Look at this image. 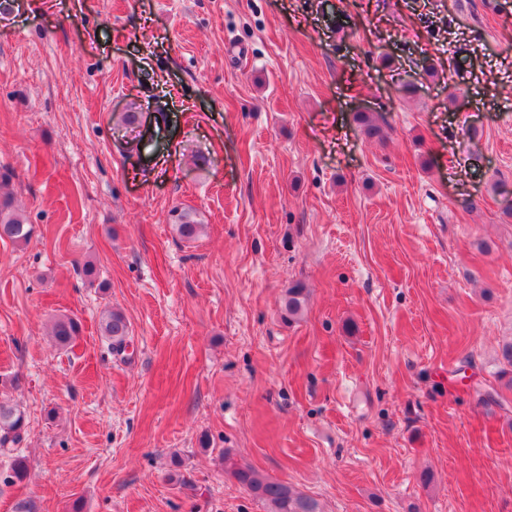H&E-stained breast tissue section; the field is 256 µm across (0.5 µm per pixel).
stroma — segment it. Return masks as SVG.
<instances>
[{"mask_svg": "<svg viewBox=\"0 0 512 512\" xmlns=\"http://www.w3.org/2000/svg\"><path fill=\"white\" fill-rule=\"evenodd\" d=\"M1 167L0 512H512V0H7ZM29 233L28 224L13 210L11 197L0 193V239L26 240ZM306 303V289L298 283L292 284L284 293L282 318L288 322L298 319L302 315ZM101 332L112 352L124 357L129 346V325L124 316L118 311H106L101 323ZM79 333L80 323L68 315L55 318L50 329L51 339L59 347L69 346ZM24 430V412L13 404L0 402V454L11 457V477L16 480L24 478L27 464L24 458L13 456L16 448L8 447L20 443ZM224 472L264 503L267 512H323L315 498L240 462L229 451L224 453Z\"/></svg>", "mask_w": 512, "mask_h": 512, "instance_id": "1", "label": "stroma"}]
</instances>
